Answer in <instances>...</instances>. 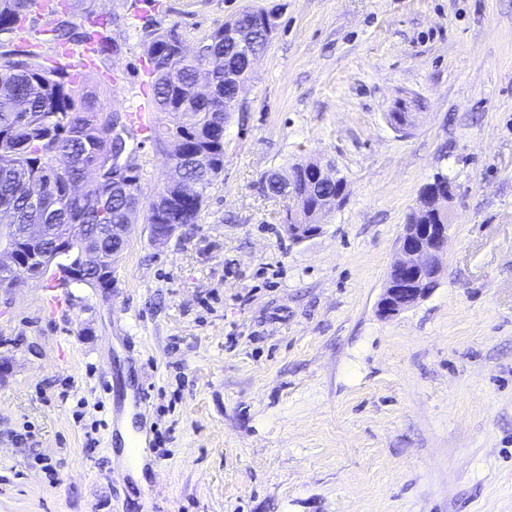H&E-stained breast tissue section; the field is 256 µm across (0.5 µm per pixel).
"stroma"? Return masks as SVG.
Listing matches in <instances>:
<instances>
[{"instance_id": "stroma-1", "label": "stroma", "mask_w": 512, "mask_h": 512, "mask_svg": "<svg viewBox=\"0 0 512 512\" xmlns=\"http://www.w3.org/2000/svg\"><path fill=\"white\" fill-rule=\"evenodd\" d=\"M109 22L99 105L150 94L146 30L251 6L277 31L224 129V173L167 246L132 226L113 290L0 288V512H512V0H68ZM421 102L410 128L386 119ZM172 144H138L141 195ZM347 180L309 240L263 176ZM455 186L425 298L378 302L423 188ZM145 441L135 480L116 425Z\"/></svg>"}]
</instances>
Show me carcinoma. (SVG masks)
Returning a JSON list of instances; mask_svg holds the SVG:
<instances>
[{
	"instance_id": "carcinoma-1",
	"label": "carcinoma",
	"mask_w": 512,
	"mask_h": 512,
	"mask_svg": "<svg viewBox=\"0 0 512 512\" xmlns=\"http://www.w3.org/2000/svg\"><path fill=\"white\" fill-rule=\"evenodd\" d=\"M28 0H0V207L11 206L17 224H87L101 238L102 250L112 252L110 224H193L212 186L224 172V25L198 39L203 53L177 47L183 43L177 29L155 28L143 41L147 57L152 111L169 117L163 126H152L147 136L161 142L183 135L184 153L191 156L205 148L208 170L193 164L183 179L201 186L198 197L180 198L179 185L165 182L158 198L174 200L165 214L156 202L144 204L139 192L141 173L134 175L129 194L101 211L98 204L112 196V120L100 116L96 96L87 89L84 76L63 68H46L35 61L36 50L26 35L24 22ZM66 19L53 30L54 41L91 46L95 64H103L112 52V38L96 28L93 20L54 6ZM214 66L215 90L208 99L194 91L195 77L205 64ZM94 164L103 180L88 183L79 194L72 183L82 167ZM38 180L45 187L50 208L40 210L24 199L20 179Z\"/></svg>"
}]
</instances>
